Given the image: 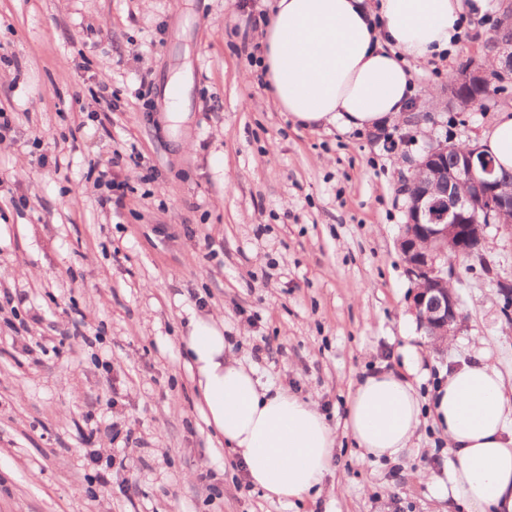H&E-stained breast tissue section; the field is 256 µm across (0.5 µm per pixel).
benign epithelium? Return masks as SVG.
I'll return each mask as SVG.
<instances>
[{
  "instance_id": "benign-epithelium-1",
  "label": "benign epithelium",
  "mask_w": 512,
  "mask_h": 512,
  "mask_svg": "<svg viewBox=\"0 0 512 512\" xmlns=\"http://www.w3.org/2000/svg\"><path fill=\"white\" fill-rule=\"evenodd\" d=\"M491 50L505 53L498 71H512V38L493 39ZM486 82L485 69L469 64L458 71L450 93L459 107L469 109ZM452 150L450 142L438 141L412 161L403 184L406 221L397 239L416 284L413 307L419 325L436 345L454 335L461 318L459 298L449 287L454 272L448 270V254L471 259L481 253L486 225L479 215H512V182L495 178L493 164L474 149L456 153L455 165L448 166Z\"/></svg>"
}]
</instances>
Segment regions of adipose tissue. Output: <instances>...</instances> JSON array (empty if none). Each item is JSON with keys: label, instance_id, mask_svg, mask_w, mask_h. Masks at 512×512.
Returning <instances> with one entry per match:
<instances>
[{"label": "adipose tissue", "instance_id": "obj_1", "mask_svg": "<svg viewBox=\"0 0 512 512\" xmlns=\"http://www.w3.org/2000/svg\"><path fill=\"white\" fill-rule=\"evenodd\" d=\"M461 0H275L262 35V65L275 102L304 128L368 129L407 112L413 94L405 58L447 49ZM475 149L512 170V110L499 112ZM184 348L209 425L267 496L293 501L319 491L336 433L317 409L270 390L234 360L224 330L191 322ZM453 458L448 483L466 512H512V397L484 355L451 368L433 403ZM422 424L411 384L375 372L351 395L345 428L376 458L405 452Z\"/></svg>", "mask_w": 512, "mask_h": 512}]
</instances>
